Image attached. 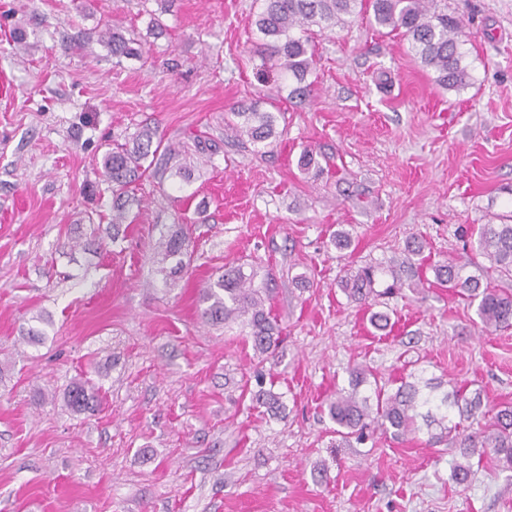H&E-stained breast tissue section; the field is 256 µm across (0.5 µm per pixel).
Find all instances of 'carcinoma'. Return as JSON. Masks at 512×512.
Returning a JSON list of instances; mask_svg holds the SVG:
<instances>
[{
    "instance_id": "1",
    "label": "carcinoma",
    "mask_w": 512,
    "mask_h": 512,
    "mask_svg": "<svg viewBox=\"0 0 512 512\" xmlns=\"http://www.w3.org/2000/svg\"><path fill=\"white\" fill-rule=\"evenodd\" d=\"M365 12L372 14L375 27L399 31L411 43V49L421 65L435 73L437 85L448 91H460L471 84V73L463 64L464 53L459 41V22L436 10L434 0H263V8L255 20L260 34L257 47L271 63V68L295 83L290 96L305 99L312 85L306 82L315 58L311 29L331 30L343 27L347 17ZM88 40L104 46L112 58L121 60L139 57L142 48L138 40L126 36L115 23L88 32ZM239 122L229 126L235 136L247 137L253 145L267 146L277 137L276 120L271 112H262L256 105L241 106L234 113ZM176 158L180 151L173 145L163 146L158 130L140 126L129 140L108 150L102 157L101 176L112 187V240H118L120 228L127 220L130 207L139 199L129 188L139 181L148 167L147 160L160 150ZM470 245L475 255L486 259L490 268L502 277H512V224H478L471 233ZM188 254L184 233L176 229L162 238L154 249L157 272L166 281H173L187 267L183 256ZM175 265H170L171 260ZM467 264L450 258L433 267L435 279L469 300L475 307L476 326L492 334L512 328V292L492 288L482 277L466 272ZM374 269L363 268L340 278L339 288L348 299L366 304L375 294ZM255 271L245 272L241 265L227 266L216 280L201 289L207 306L202 316L212 323H241L246 338L262 361L275 360L281 345V329L266 309L268 286L254 284ZM348 386L336 388L326 401L329 418L336 424L341 441L353 438L362 443L366 430L377 427L385 434L402 436L416 430V418L422 417L427 426L436 425L440 433L431 442L448 439L459 449L463 461L453 467L451 479L464 483L471 471V458L487 453L494 455L499 466L512 471V406H494L480 410L477 397L468 398L456 389L440 400L420 393L410 382L401 383L389 393L376 386L366 395L362 387L373 375L368 367L357 364L348 369ZM258 390L253 399L270 411L284 407L282 394L264 388V377L255 378ZM65 401L74 412L91 410L99 401V389L89 380L73 382L65 393ZM459 417L477 416L485 419L475 431L463 429L462 422L452 419L453 409Z\"/></svg>"
}]
</instances>
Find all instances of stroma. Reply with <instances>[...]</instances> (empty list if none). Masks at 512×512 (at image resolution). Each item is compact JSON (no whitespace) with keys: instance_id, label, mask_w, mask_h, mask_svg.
Returning a JSON list of instances; mask_svg holds the SVG:
<instances>
[{"instance_id":"obj_1","label":"stroma","mask_w":512,"mask_h":512,"mask_svg":"<svg viewBox=\"0 0 512 512\" xmlns=\"http://www.w3.org/2000/svg\"><path fill=\"white\" fill-rule=\"evenodd\" d=\"M437 5L461 22L469 87L438 86L401 33L363 14L315 34L301 101L257 78L262 0H0V512H512L496 460L459 486L458 452L427 431L339 447L325 412L357 363L389 391L407 380L512 402V329L478 332L432 271L470 260L461 226L512 214V0ZM112 20L145 41L143 59L116 65L80 40ZM238 103L273 113L277 141L235 138ZM146 122L187 149L190 180L157 158L124 233L74 248L110 214L103 153ZM199 138L214 154L195 153ZM306 148L322 174L299 168ZM178 228L190 266L167 286L153 249ZM413 237L423 257L406 253ZM231 264L274 278L276 416L252 400L259 360L240 326L201 319V285ZM369 266L364 306L338 281ZM36 316L32 345L21 329ZM81 377L101 390L95 411L64 400Z\"/></svg>"}]
</instances>
